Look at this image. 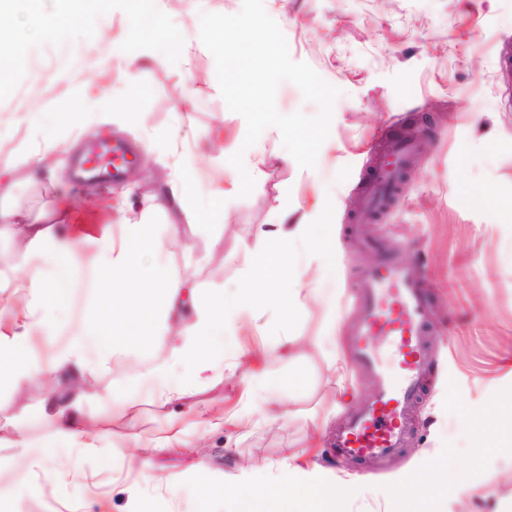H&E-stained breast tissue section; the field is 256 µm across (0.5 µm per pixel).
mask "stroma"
I'll list each match as a JSON object with an SVG mask.
<instances>
[{"mask_svg": "<svg viewBox=\"0 0 512 512\" xmlns=\"http://www.w3.org/2000/svg\"><path fill=\"white\" fill-rule=\"evenodd\" d=\"M241 6L157 0L151 23L137 26L128 0L103 9L89 0L64 18L59 0H0L11 17L0 43L13 49L12 67L0 71V203L78 240L81 269L94 259L93 237L107 230L118 238L124 225L143 221L162 243L147 258L151 267L191 270L196 287L220 286L231 296L244 281L268 277L252 247L282 219L322 211L336 227L335 266L321 268L299 244L288 252L318 288L292 325L272 304L235 317L229 332L252 355L235 375L159 400L144 373L168 355L172 335L163 333L148 349L124 354L133 383L115 385L108 372L88 377L91 434L80 442L53 441L43 411L49 397L68 390L69 378L33 375L20 388L0 387V512H224L223 497L200 500V485L269 483L295 454L307 464L300 480L336 489L347 512H406L412 483L430 484L436 463L447 465L451 485L422 502L423 512H512V434L491 445L475 439L477 422L498 418L501 398L512 393V212L464 200L478 185L512 196V83L500 68L512 54V0H264L291 58L341 94L315 168L286 160L277 129L262 133L248 154L263 176L246 198L228 163L246 122L223 100L211 52L176 46L201 13L234 14ZM35 9L55 26L33 29ZM93 29L99 37L91 46ZM133 32L163 61L124 80L110 48ZM117 101L136 112L137 128L108 120ZM409 130L418 133L420 151L371 232L419 261L432 290L431 381L414 408L407 447L374 470L331 450L345 412L373 389L347 350L358 273L373 260L355 250L349 226L379 144ZM61 139L73 144L64 158L52 149ZM104 140L133 146L138 176H73L88 146ZM36 146L45 152L37 173L26 161ZM187 151L196 159L198 191L174 213L161 199ZM218 186L224 208L215 215L210 192ZM105 318L93 291L80 288L54 335L33 332L28 342L44 361L85 324ZM288 335L305 344L294 364L280 351ZM251 373L273 381L284 401L279 420L266 421L261 395L239 388ZM244 408L252 413L248 426L218 425ZM175 432L181 444L167 449ZM49 441L50 462L39 455ZM464 473L470 493L462 499L452 482Z\"/></svg>", "mask_w": 512, "mask_h": 512, "instance_id": "1", "label": "stroma"}]
</instances>
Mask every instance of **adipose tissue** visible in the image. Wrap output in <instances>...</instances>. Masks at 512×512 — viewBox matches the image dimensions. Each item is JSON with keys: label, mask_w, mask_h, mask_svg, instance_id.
<instances>
[{"label": "adipose tissue", "mask_w": 512, "mask_h": 512, "mask_svg": "<svg viewBox=\"0 0 512 512\" xmlns=\"http://www.w3.org/2000/svg\"><path fill=\"white\" fill-rule=\"evenodd\" d=\"M0 224L16 226L28 248H41L49 267L48 278L29 276L19 281L26 265V251L19 252L14 268L0 271V293L10 288L31 291L35 301L24 315L26 330L50 332L58 312L70 307L79 267V249L74 240L54 236L49 227L38 223H21L16 211L0 206ZM305 244L311 258L332 260L333 230L331 225L316 223L306 216L298 224H280L256 243L258 260L271 265L268 282L246 283L235 299H227L223 289H188L187 277L175 274L160 276L147 267L145 255L160 250L161 242L151 225L136 223L124 227L121 239L102 234L94 239L97 265L92 277L102 288V301L109 310L105 323L94 324L72 336L44 366H36L29 345L16 337L0 336V384L19 385L33 372L57 376L70 374L82 377L118 366L119 358L132 347H146L162 331L164 322L182 321L186 306H193L194 317L184 323L181 334L172 346L167 361L153 367L150 379L156 383L161 398L178 396V389L169 385L172 376H179L190 386L210 381L216 370L238 367L245 352L226 336L225 328L243 308H259L277 303L283 322H291L304 301L315 293L310 281L289 262L288 247L293 242ZM89 392L71 387L61 397L45 406V414L55 425L58 440H77L88 436L84 420ZM281 478L273 484H253L242 492L240 512H280L282 504L300 499L309 512H341L342 504L335 489L319 483H298L293 474L302 470L299 457L281 463Z\"/></svg>", "instance_id": "ef3b65f1"}]
</instances>
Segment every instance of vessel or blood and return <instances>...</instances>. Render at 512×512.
<instances>
[{"mask_svg":"<svg viewBox=\"0 0 512 512\" xmlns=\"http://www.w3.org/2000/svg\"><path fill=\"white\" fill-rule=\"evenodd\" d=\"M414 150L410 141L383 146L364 186L367 208L387 198L394 176L406 168ZM357 299L348 349L372 378L374 390L348 413L335 448L338 457L380 463L398 455L413 430L412 409L430 372L431 299L417 264L390 252L364 267Z\"/></svg>","mask_w":512,"mask_h":512,"instance_id":"1","label":"vessel or blood"}]
</instances>
